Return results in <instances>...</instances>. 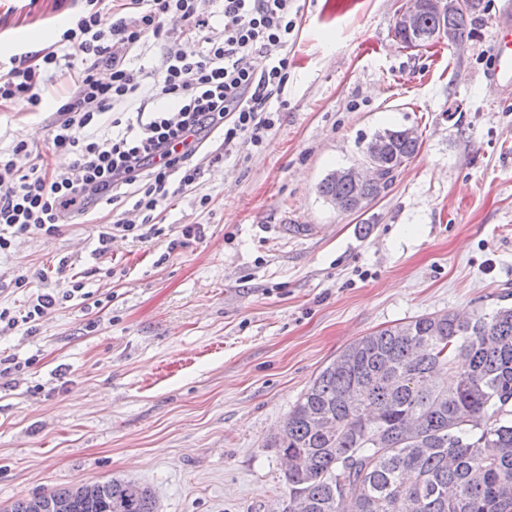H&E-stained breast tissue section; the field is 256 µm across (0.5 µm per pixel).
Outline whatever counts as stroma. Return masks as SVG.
Segmentation results:
<instances>
[{"mask_svg": "<svg viewBox=\"0 0 512 512\" xmlns=\"http://www.w3.org/2000/svg\"><path fill=\"white\" fill-rule=\"evenodd\" d=\"M406 0H300L283 106L266 143L197 156L196 186L162 213L169 230L115 238L95 257L103 208L53 236L16 238L0 257V308L55 287L59 260L94 294L44 317L0 355L35 357L0 379V512L17 499L121 476L157 512H283L285 464L270 439L346 346L415 317L512 305V99L483 74L500 0H473L471 38L406 49ZM71 0H0V58L54 44ZM59 72L38 111L0 106V149L48 148ZM421 147L359 214L318 192L362 163L387 128ZM210 203L200 207V196ZM202 232L181 236L180 226Z\"/></svg>", "mask_w": 512, "mask_h": 512, "instance_id": "stroma-1", "label": "stroma"}]
</instances>
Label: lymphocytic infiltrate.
<instances>
[{"mask_svg":"<svg viewBox=\"0 0 512 512\" xmlns=\"http://www.w3.org/2000/svg\"><path fill=\"white\" fill-rule=\"evenodd\" d=\"M211 0H84L56 46L0 60V102L38 108L40 89L62 70L74 73V90L58 102L51 124L53 151L72 154L66 169L31 162L26 142L0 153V254L16 237L55 234L69 220L103 205L120 219L103 225L98 255L112 238L148 241L163 235L156 213L177 191L195 186L193 159L213 135L225 154L261 146L275 125L271 103L288 83L289 47L296 35V0H224V31L209 37ZM185 28L169 38L164 22ZM166 38L158 71L134 67L148 38ZM152 93L173 108L127 111ZM111 136H97L104 115ZM11 284L30 292L22 315L0 310V335L36 325L75 299L83 283L33 288L27 275Z\"/></svg>","mask_w":512,"mask_h":512,"instance_id":"f902f5d3","label":"lymphocytic infiltrate"}]
</instances>
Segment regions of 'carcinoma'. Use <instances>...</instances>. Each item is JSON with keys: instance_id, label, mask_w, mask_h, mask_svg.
I'll return each mask as SVG.
<instances>
[{"instance_id": "cac0c4a2", "label": "carcinoma", "mask_w": 512, "mask_h": 512, "mask_svg": "<svg viewBox=\"0 0 512 512\" xmlns=\"http://www.w3.org/2000/svg\"><path fill=\"white\" fill-rule=\"evenodd\" d=\"M472 4L438 16L471 38ZM384 172L415 157L408 128L375 135ZM388 184L329 173L318 190L371 203ZM319 415L330 427L318 429ZM271 447L288 457L285 512H512V306L467 319L430 314L372 332L343 349L297 399ZM156 512L151 489L123 477L16 500L10 512Z\"/></svg>"}]
</instances>
